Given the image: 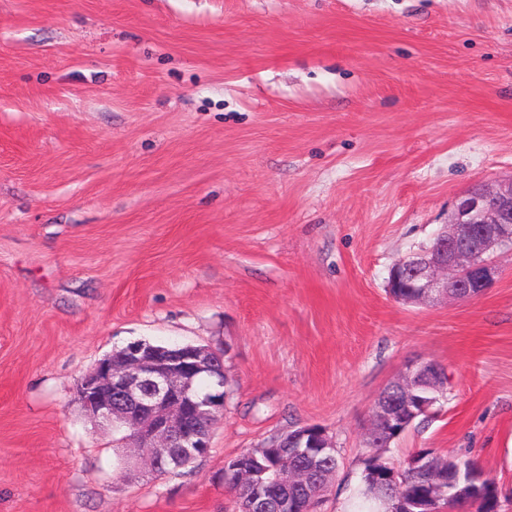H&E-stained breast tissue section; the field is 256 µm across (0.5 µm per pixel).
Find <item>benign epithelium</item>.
<instances>
[{
    "instance_id": "1",
    "label": "benign epithelium",
    "mask_w": 512,
    "mask_h": 512,
    "mask_svg": "<svg viewBox=\"0 0 512 512\" xmlns=\"http://www.w3.org/2000/svg\"><path fill=\"white\" fill-rule=\"evenodd\" d=\"M512 245V178L488 187L473 186L457 199L451 221L437 244L396 264L411 274L415 288L406 303L430 297H477L500 274L486 254ZM217 351L188 344L174 351L138 341L101 358L80 378L76 395L102 426L122 424L127 438L143 451L144 473L159 476L167 465L206 456L215 424L224 416V368L213 362ZM214 368L213 386L196 392L192 378ZM405 404L383 400L373 418L394 423Z\"/></svg>"
}]
</instances>
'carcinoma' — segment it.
Returning <instances> with one entry per match:
<instances>
[{"mask_svg":"<svg viewBox=\"0 0 512 512\" xmlns=\"http://www.w3.org/2000/svg\"><path fill=\"white\" fill-rule=\"evenodd\" d=\"M381 396L398 397L410 403L407 427L429 422L436 413L442 392L420 389L411 391L404 383L387 386ZM299 430L294 429L270 440L267 448L243 451L255 463L253 482L238 489V512H276V503L288 496L301 502L323 490V485L339 466L338 458L325 459L301 454L293 448ZM305 468L311 482L305 486H284L280 473ZM356 512H435L445 507L448 512L464 508L466 512H498L500 498L496 482L485 476L471 460L445 457L430 448H421L394 466L381 451L364 461Z\"/></svg>","mask_w":512,"mask_h":512,"instance_id":"cac0c4a2","label":"carcinoma"}]
</instances>
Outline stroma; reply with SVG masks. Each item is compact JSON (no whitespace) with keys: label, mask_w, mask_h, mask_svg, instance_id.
Wrapping results in <instances>:
<instances>
[{"label":"stroma","mask_w":512,"mask_h":512,"mask_svg":"<svg viewBox=\"0 0 512 512\" xmlns=\"http://www.w3.org/2000/svg\"><path fill=\"white\" fill-rule=\"evenodd\" d=\"M512 177V0H0V512H237L224 463L306 425L349 512L373 405L441 366L386 453L475 460L512 512V251L474 299L389 268ZM135 340L225 352L192 469L127 477L76 384ZM409 385L404 383H395L387 386L381 393V398L384 396L398 397L402 400H409L411 410L407 411L408 424L404 430H395L393 435L399 438L405 431L414 425H422L428 423L436 413V406L440 402L443 392L440 388L436 391H430L427 389H419L418 391L412 392L409 390ZM421 401L418 403V401ZM422 404H427L425 408Z\"/></svg>","instance_id":"obj_1"}]
</instances>
